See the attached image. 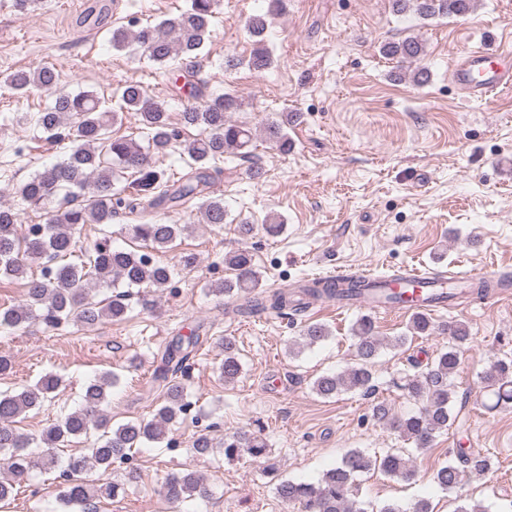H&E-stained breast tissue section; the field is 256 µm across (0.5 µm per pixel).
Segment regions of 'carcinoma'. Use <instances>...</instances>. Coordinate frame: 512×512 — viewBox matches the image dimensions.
<instances>
[{"mask_svg": "<svg viewBox=\"0 0 512 512\" xmlns=\"http://www.w3.org/2000/svg\"><path fill=\"white\" fill-rule=\"evenodd\" d=\"M217 0H191L190 7L175 17L157 24L141 25L137 29H112V47L123 50L135 44L152 62L166 66L178 60L197 57L209 37L210 19ZM397 13L413 11L422 18L435 16H464L476 8V0H392ZM246 28L253 41L247 60L250 69L261 72L269 67L271 59L265 46L266 18L249 17ZM383 54L395 61L400 72L412 75V80L423 84L428 73L423 68L411 69L413 62L425 55V46L416 35L387 42ZM58 80L54 68L39 65L20 70L0 78L9 88L25 93L32 88H51ZM121 110L139 114L147 130V145L132 138L111 137L109 128L116 123L119 113L102 108L101 101L91 91L77 94L61 93L53 105L32 117L21 116L20 121L31 119L47 134L46 140H69L72 144L67 158L35 173L16 188V195L30 205L46 207L57 203L56 214L46 224L21 236L17 224V210L0 205V277L25 279L24 298L17 304L0 309V328L13 331L33 322L48 327L76 320L87 327L105 321L125 319L129 304L126 294L117 293L97 301L92 289L102 284L123 282L130 287L158 292L169 288L172 279L170 267L145 251L114 249L110 240L103 239L84 251L77 262L66 257L76 252L77 230L84 224L109 225L121 210L134 212L145 204L151 209L166 205L176 206L193 200L203 223L224 224V199L213 196L210 188L214 177L210 164L224 159V155L250 156L253 133L250 127L228 118L227 113L237 111L241 103L230 94L201 100L198 105L182 112V124L197 129V134L183 141L184 152L195 175H184L177 180L155 169L149 154L167 150L180 134L170 128L165 102L151 96L137 82H128L119 88ZM298 120V115H281V119L266 127L267 140L279 151L291 147L286 128ZM131 172V180L117 186L119 175ZM188 225L166 224L151 220L130 224L128 234L154 250H167ZM40 273H30L33 265ZM224 265L233 273L230 279L212 285L210 292L218 296H233L239 292L250 294V312L272 311L279 315L303 311L304 302L288 296L281 290L263 296L255 293L260 286V273L246 250L224 256ZM445 299L453 305L467 296H484L504 282L492 283L483 279L447 278ZM302 294L314 301L326 298L342 303L360 292L353 281L318 280L300 284ZM409 331L414 335H431L435 326L425 312L411 316ZM356 338L357 362L337 374L317 377L312 390L323 398H332L342 392L373 390L372 364L383 347L400 348L408 337L395 336L384 341L376 335L372 316H360L352 327ZM450 336L448 348L439 351L430 362L405 376L402 388L406 396L419 404L418 410L397 413L385 402L372 408V417L412 442L415 450L432 447L437 434L451 427L458 418L453 411L455 395L453 378L461 365L462 347L470 340L465 324L456 322L441 327ZM329 330L321 324H307L296 346L311 348L325 341ZM199 337L176 338L168 344L155 369L153 381L162 386L163 400L149 421H128L111 425L108 407L111 389L118 382L115 372H104L91 379L84 388L82 404L61 421L45 427L34 438L20 432L14 423L17 418L41 406L48 395L60 385L59 377L46 374L35 384L20 390L0 393V455L6 461L9 477L0 478V503L8 504L18 495V486L33 469L50 470L56 466L55 449L69 438L100 430L91 453L68 459L62 474L67 483L59 494L65 508L76 506L80 512H96V501L101 496L115 498L124 487L111 483L96 487L83 478L94 468L108 470L130 457L131 449L146 442L162 443L167 440L170 424L184 414L190 406L183 380L188 376L191 348ZM224 363L220 374L224 383L234 382L241 372V363L234 339L226 337ZM483 381L490 391L492 410L512 404V357L498 358L484 371ZM38 449H31L32 443ZM247 453L256 459L269 457L266 440L255 433L243 432L224 439V457L231 461ZM380 471L390 478L411 482L416 477L411 457L401 451L389 450L382 455H368L361 449L349 451L339 463L326 469L315 483L285 480L276 487L278 497L287 505H299L302 512H367L358 500V475ZM492 472L487 454L479 450L457 451L456 457L436 470L435 485L448 491L456 488L465 475H486ZM166 497L173 502L204 498L208 495L206 479L193 470H185L169 477L165 483Z\"/></svg>", "mask_w": 512, "mask_h": 512, "instance_id": "carcinoma-1", "label": "carcinoma"}]
</instances>
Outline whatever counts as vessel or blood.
Instances as JSON below:
<instances>
[{
    "label": "vessel or blood",
    "instance_id": "vessel-or-blood-1",
    "mask_svg": "<svg viewBox=\"0 0 512 512\" xmlns=\"http://www.w3.org/2000/svg\"><path fill=\"white\" fill-rule=\"evenodd\" d=\"M451 80L457 91L469 99L481 100L500 91L512 89V47L490 37L480 47L467 50L451 69ZM336 279L368 283L379 288L404 290L407 301L400 305L403 313L433 311L439 302L428 301L427 295L436 289L432 275L404 270L391 276L376 278L361 270L338 269Z\"/></svg>",
    "mask_w": 512,
    "mask_h": 512
}]
</instances>
